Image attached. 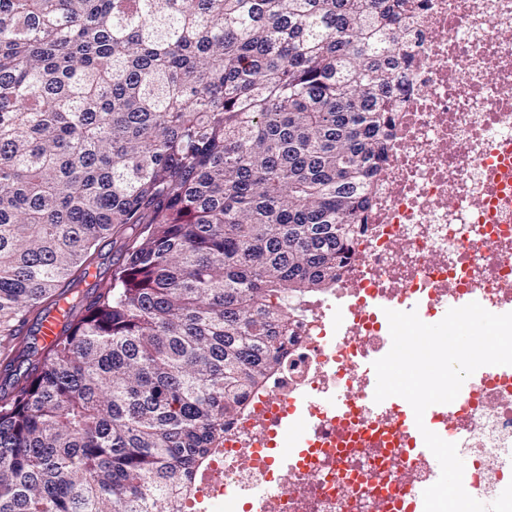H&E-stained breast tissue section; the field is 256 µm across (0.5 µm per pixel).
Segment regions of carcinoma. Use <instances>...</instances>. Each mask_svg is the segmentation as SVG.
Returning a JSON list of instances; mask_svg holds the SVG:
<instances>
[{"label":"carcinoma","instance_id":"obj_1","mask_svg":"<svg viewBox=\"0 0 512 512\" xmlns=\"http://www.w3.org/2000/svg\"><path fill=\"white\" fill-rule=\"evenodd\" d=\"M424 7L0 0V512L193 497L367 224Z\"/></svg>","mask_w":512,"mask_h":512}]
</instances>
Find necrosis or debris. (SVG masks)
Returning a JSON list of instances; mask_svg holds the SVG:
<instances>
[{
    "label": "necrosis or debris",
    "mask_w": 512,
    "mask_h": 512,
    "mask_svg": "<svg viewBox=\"0 0 512 512\" xmlns=\"http://www.w3.org/2000/svg\"><path fill=\"white\" fill-rule=\"evenodd\" d=\"M413 92L365 231L331 298L288 328L285 365L224 429L196 494L224 512H424L432 485L399 397H363L385 308L460 296L512 312V0H429ZM347 401L332 405L336 395ZM468 494L512 483V366L480 367L446 412Z\"/></svg>",
    "instance_id": "obj_1"
}]
</instances>
